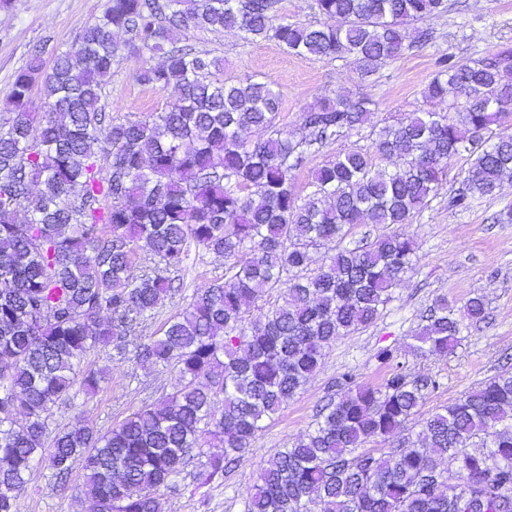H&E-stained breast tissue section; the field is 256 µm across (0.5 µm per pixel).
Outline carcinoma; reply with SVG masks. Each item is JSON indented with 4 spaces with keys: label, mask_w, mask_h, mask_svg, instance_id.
Returning a JSON list of instances; mask_svg holds the SVG:
<instances>
[{
    "label": "carcinoma",
    "mask_w": 512,
    "mask_h": 512,
    "mask_svg": "<svg viewBox=\"0 0 512 512\" xmlns=\"http://www.w3.org/2000/svg\"><path fill=\"white\" fill-rule=\"evenodd\" d=\"M280 0H109L51 70L39 55L13 77L0 113V512H21L36 464L66 481L94 512H161L191 456L200 484L231 471L283 405L302 390L335 340L374 324L414 268L404 227L438 195L448 161L468 168L448 206L467 209L512 179V134L486 135L512 116V49L440 61L423 110L384 119L371 147L344 149L295 172L374 112L338 93L301 115L302 135L279 127L269 82L224 79V60L178 44L193 27L274 39L289 53L343 60L360 76L433 39L406 25L445 0H315L317 25L279 17ZM124 35L114 40V32ZM144 58L137 82L174 87L158 112L115 120L102 103L112 70ZM46 105L29 111L35 86ZM249 129L264 133L251 141ZM356 224L396 230L352 247ZM336 242L317 272L309 249ZM195 246L224 258L213 277L156 331L147 322L173 298ZM278 292L264 317L252 305ZM486 317L484 296L458 309L437 298L413 336L414 355H447ZM171 366L181 385L100 433L76 419L54 435L46 419L106 378L90 354ZM378 386L347 370L339 400L279 448L246 492L244 512H512V373L503 371L421 421L422 444L400 436L439 388L381 348ZM393 439L384 453L365 448ZM221 454H205L204 447Z\"/></svg>",
    "instance_id": "1"
}]
</instances>
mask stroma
Masks as SVG:
<instances>
[{
	"instance_id": "stroma-1",
	"label": "stroma",
	"mask_w": 512,
	"mask_h": 512,
	"mask_svg": "<svg viewBox=\"0 0 512 512\" xmlns=\"http://www.w3.org/2000/svg\"><path fill=\"white\" fill-rule=\"evenodd\" d=\"M108 0H0V112L6 108L14 73L26 64L36 49H44L45 63H52L53 49H65L77 33L98 19ZM422 27L434 38L424 48L380 66L374 75L361 78L353 64L288 53L272 39L248 41L233 30L207 32L182 30V43L224 60V76L236 81L247 77L267 81L281 93L280 126L298 131L304 109L320 98L353 92L375 103L370 120L360 130L343 135L335 143L313 154L295 174L299 195L308 192L314 168L336 151L370 147L373 132L382 119L397 114L433 109L447 111V103H429L423 89L439 69L443 56L462 61L488 54L500 46L512 47V0H446L443 12L425 18ZM142 60L125 57L114 67L105 88L107 112L113 117L134 118L160 109L176 98L174 88L159 90L141 85L135 75ZM466 156L448 163V179L429 207L416 215L406 228L416 243V265L394 300L370 327L340 338L324 350L320 369L300 394L290 399L263 431L237 468L211 483L196 486L192 475L198 460H191L178 491L166 493L163 512H243V495L254 483L260 468L276 449L287 447L312 424L316 408L336 395L334 381L344 370H354L361 382L381 384L389 368L376 358L388 346L416 374L436 376L440 387L420 409L428 416L463 393L501 371L512 372V224L493 222L494 214L512 205V182L502 185L498 195L477 201L466 210L449 209L448 196L467 168ZM223 259L191 249L182 272L181 288L156 316L164 321L177 307L189 302L213 275L221 273ZM488 304L486 324L470 330L453 354L414 356L410 350L423 311L435 298L445 297L460 306L474 294ZM98 367L108 369L111 382L93 399L76 396L72 403L53 407L49 431L82 419L104 432L143 402H164L180 386L173 368L141 366L132 361L116 362L111 350L92 353ZM74 468L67 484H60L46 464L35 467L21 499L22 512H90L77 503L74 490L82 480Z\"/></svg>"
}]
</instances>
